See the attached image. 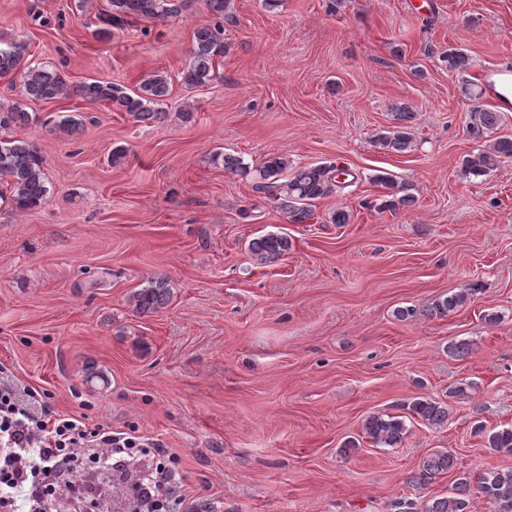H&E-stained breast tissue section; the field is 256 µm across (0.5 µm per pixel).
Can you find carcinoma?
<instances>
[{"label": "carcinoma", "mask_w": 512, "mask_h": 512, "mask_svg": "<svg viewBox=\"0 0 512 512\" xmlns=\"http://www.w3.org/2000/svg\"><path fill=\"white\" fill-rule=\"evenodd\" d=\"M210 14V23L193 33L191 61L181 73V84L192 90L207 85L215 76V62L224 57V20L230 17V0H204ZM110 9L99 17L96 33L104 38L112 31L129 24V18L164 20L176 17L181 9L174 0H109ZM27 46L23 42L0 45V77L22 72L23 92L33 100H54L63 95L75 94L90 103L107 102L127 112L138 122H160L166 112L159 105L168 96L170 85L166 76L151 74L144 78L135 91L99 80L72 86L66 82L60 70L26 62ZM399 124L378 133L373 143L386 151L397 153L410 148L412 136L408 122L413 112L405 104L392 107ZM33 121L19 103H0V181L10 192L11 204L18 209L38 206L47 201L50 190L42 170L43 160L36 146L28 139L17 138V129ZM500 113L475 106L469 111L468 131L477 139L499 124ZM512 158V139L496 140L486 150L471 154L464 160L465 172L482 176L498 167L504 159ZM213 161L222 163L229 172H249V166L239 156L217 152ZM352 174L334 163L297 165L286 156H272L256 169L254 189L280 209L293 224H303L313 214L315 202L330 197L350 186ZM375 183L392 191L395 198L385 201L381 207L409 206L412 195L407 187L399 186L390 177L378 175ZM290 242L285 235L269 233L254 239L250 250L262 261L275 259L288 251ZM171 291L163 277L153 278L148 286L134 292L132 300L136 311L153 313L170 301ZM467 294L458 293L436 301L430 315L444 317L460 307ZM411 415L423 423L440 427L448 423V403L420 398L408 405ZM475 432L485 437L488 448L496 452L512 454V425L486 429L479 424ZM363 435L382 448L400 446L408 435V428L401 416L374 413L364 422ZM455 459L451 451L440 450L429 456L421 470L413 477L416 485H426L437 476L454 469ZM477 492L492 506V512H512V469H488L472 477L456 479L454 492L447 497H432L420 503L397 497L389 503L390 512H471L472 493Z\"/></svg>", "instance_id": "1"}]
</instances>
